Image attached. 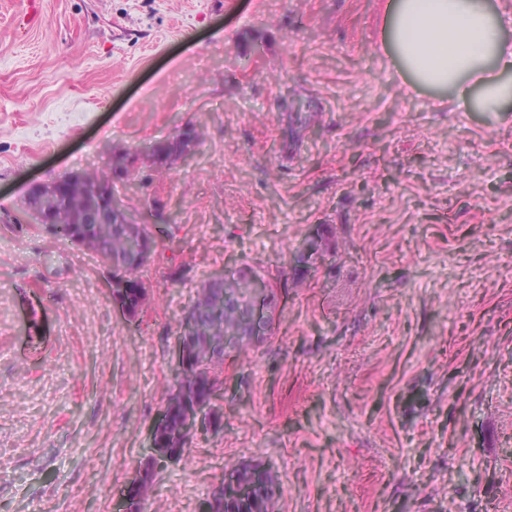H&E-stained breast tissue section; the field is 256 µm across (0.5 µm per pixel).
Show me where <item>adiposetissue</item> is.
I'll list each match as a JSON object with an SVG mask.
<instances>
[{
	"mask_svg": "<svg viewBox=\"0 0 512 512\" xmlns=\"http://www.w3.org/2000/svg\"><path fill=\"white\" fill-rule=\"evenodd\" d=\"M385 52L414 85L453 90L464 106L502 111L512 100V13L486 0H389Z\"/></svg>",
	"mask_w": 512,
	"mask_h": 512,
	"instance_id": "adipose-tissue-1",
	"label": "adipose tissue"
}]
</instances>
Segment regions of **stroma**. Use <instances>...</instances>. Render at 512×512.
<instances>
[{
  "mask_svg": "<svg viewBox=\"0 0 512 512\" xmlns=\"http://www.w3.org/2000/svg\"><path fill=\"white\" fill-rule=\"evenodd\" d=\"M386 3L0 0V512H114L149 464L142 512H202L246 461L275 512H512V101L411 88ZM186 123L192 161L125 196L173 233L129 319L94 252L14 219ZM243 266L272 330L225 360L220 430L151 464L183 317ZM64 176L50 184H35L27 194L24 201V210L37 223L43 227V232L54 237V224L48 217L54 213L55 206L61 197L58 186L63 182Z\"/></svg>",
  "mask_w": 512,
  "mask_h": 512,
  "instance_id": "stroma-1",
  "label": "stroma"
}]
</instances>
